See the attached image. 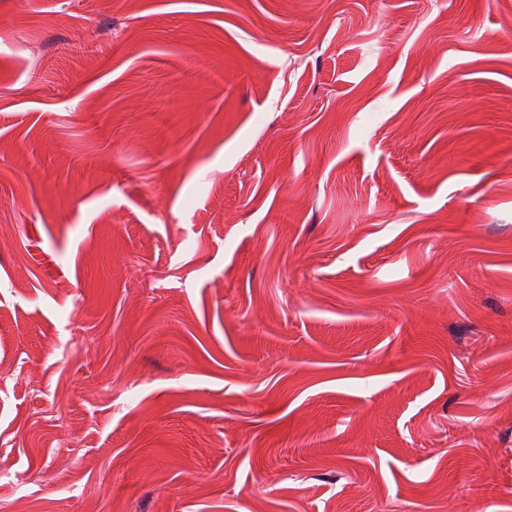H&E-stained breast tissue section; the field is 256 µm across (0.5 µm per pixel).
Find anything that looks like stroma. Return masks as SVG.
<instances>
[{"instance_id":"obj_1","label":"stroma","mask_w":512,"mask_h":512,"mask_svg":"<svg viewBox=\"0 0 512 512\" xmlns=\"http://www.w3.org/2000/svg\"><path fill=\"white\" fill-rule=\"evenodd\" d=\"M512 0H0V512H512Z\"/></svg>"}]
</instances>
